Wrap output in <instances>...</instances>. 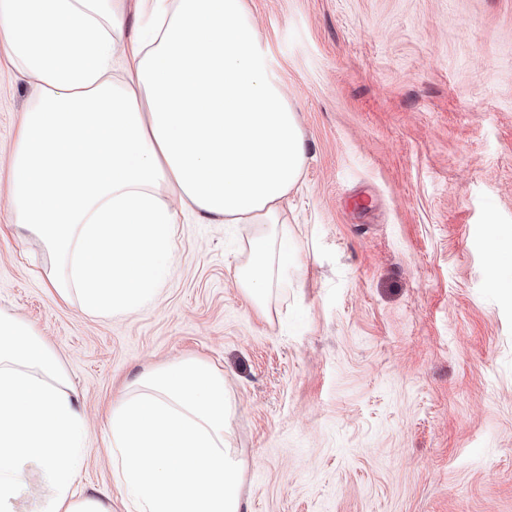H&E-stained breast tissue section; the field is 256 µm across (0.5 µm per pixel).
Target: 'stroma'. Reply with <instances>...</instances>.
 I'll list each match as a JSON object with an SVG mask.
<instances>
[{"instance_id": "35a3bbf8", "label": "stroma", "mask_w": 512, "mask_h": 512, "mask_svg": "<svg viewBox=\"0 0 512 512\" xmlns=\"http://www.w3.org/2000/svg\"><path fill=\"white\" fill-rule=\"evenodd\" d=\"M306 143L298 251L267 309L239 291L245 224L175 227L160 294L97 318L17 229L9 158L33 81L0 26V310L57 357L81 418L76 490L126 512L106 416L144 372H223L243 512H512V0H246ZM499 261L501 284L490 266ZM21 464L13 512H39Z\"/></svg>"}]
</instances>
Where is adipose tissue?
<instances>
[{
  "label": "adipose tissue",
  "mask_w": 512,
  "mask_h": 512,
  "mask_svg": "<svg viewBox=\"0 0 512 512\" xmlns=\"http://www.w3.org/2000/svg\"><path fill=\"white\" fill-rule=\"evenodd\" d=\"M149 24L128 36L120 7L95 0H8L13 54L36 78L11 155L15 224L58 264L50 284L91 317L121 316L163 288L180 210L248 224L241 292L266 309L295 246L280 206L306 145L245 0H135ZM124 45V77L108 76ZM80 416L54 355L0 312V512L15 474L39 462L41 512H112L77 495Z\"/></svg>",
  "instance_id": "1"
}]
</instances>
